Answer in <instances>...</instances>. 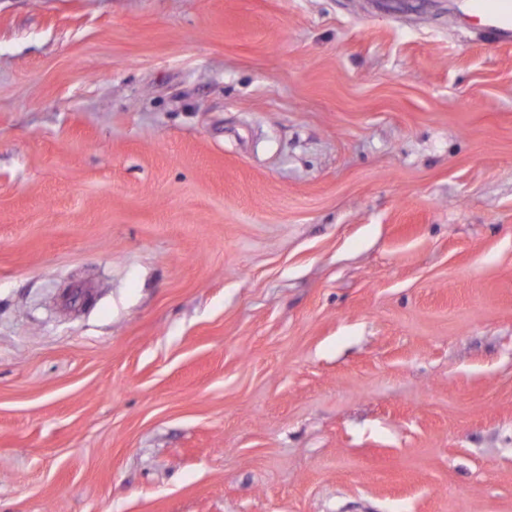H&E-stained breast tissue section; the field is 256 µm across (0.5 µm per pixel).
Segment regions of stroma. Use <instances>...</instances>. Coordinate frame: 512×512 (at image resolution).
<instances>
[{
  "instance_id": "35a3bbf8",
  "label": "stroma",
  "mask_w": 512,
  "mask_h": 512,
  "mask_svg": "<svg viewBox=\"0 0 512 512\" xmlns=\"http://www.w3.org/2000/svg\"><path fill=\"white\" fill-rule=\"evenodd\" d=\"M467 4L0 0V512H512Z\"/></svg>"
}]
</instances>
